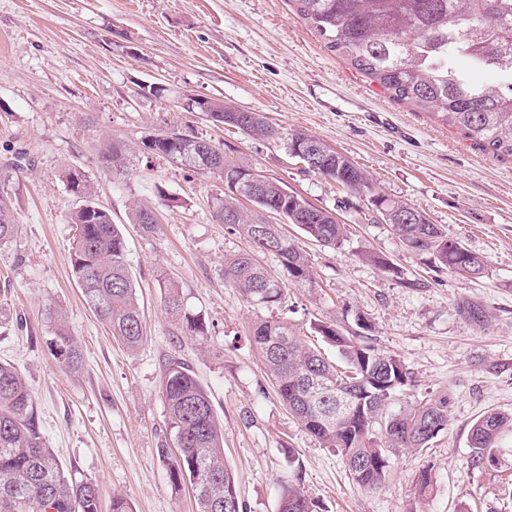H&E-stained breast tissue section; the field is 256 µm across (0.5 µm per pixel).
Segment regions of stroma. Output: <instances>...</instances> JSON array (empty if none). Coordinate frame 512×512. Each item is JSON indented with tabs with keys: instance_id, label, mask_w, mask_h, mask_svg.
Listing matches in <instances>:
<instances>
[{
	"instance_id": "1",
	"label": "stroma",
	"mask_w": 512,
	"mask_h": 512,
	"mask_svg": "<svg viewBox=\"0 0 512 512\" xmlns=\"http://www.w3.org/2000/svg\"><path fill=\"white\" fill-rule=\"evenodd\" d=\"M165 86L163 96L144 86ZM258 112L285 136L307 133L349 157L382 194L425 212L449 237L486 260L477 278L438 271L408 251L365 203L309 173L284 139L251 137L184 111L182 95ZM175 130L222 144L349 227L332 250L297 226L281 230L308 253L318 289L287 286L281 308L257 309L225 282L224 260L248 242L218 221L224 181L141 153L120 179L96 160L106 137L140 144ZM18 169L0 183L20 223L0 248V359L28 383L48 447L77 478L97 484L102 512L121 496L133 512H195L190 487L174 489L159 453L166 439L161 380L174 359L210 394L224 427V455L246 512H279L293 481L321 512H512V427L486 467L471 463L468 433L489 410L512 414V158L478 150L463 131L394 100L331 52L288 0H0V165ZM82 167L96 203L122 230L146 337L135 351L112 337L86 305L71 274L81 200L62 172ZM154 207L153 234L130 219L135 200ZM393 260L384 273L362 259ZM203 312L208 335L188 336L165 314L161 277ZM481 306L477 325L462 304ZM64 310L82 346L79 373L50 353V311ZM368 318L380 347L399 355L414 385L395 407L447 395L448 427L429 448L399 450L374 492L357 489L341 455L310 436L281 403L250 343L258 319L282 317L308 330ZM432 490L419 494L422 468Z\"/></svg>"
}]
</instances>
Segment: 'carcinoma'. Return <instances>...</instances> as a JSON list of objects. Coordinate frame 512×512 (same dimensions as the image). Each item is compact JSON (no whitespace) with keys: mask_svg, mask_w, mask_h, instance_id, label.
I'll use <instances>...</instances> for the list:
<instances>
[{"mask_svg":"<svg viewBox=\"0 0 512 512\" xmlns=\"http://www.w3.org/2000/svg\"><path fill=\"white\" fill-rule=\"evenodd\" d=\"M295 14L314 29L328 48L345 57L370 81L417 110L465 132L476 145L512 155V82L493 89L468 81L453 68L458 56L475 66L512 78V0H290ZM196 112L246 134L275 139L279 130L258 112L235 110L216 99L193 100ZM318 147V168L312 170L347 189L371 206L376 219L391 225L404 246L429 256L439 269L472 277L485 267L458 240L431 223L416 207L386 197L348 157L304 133L288 135V149ZM147 152L224 179L227 192L215 198V217L248 239L250 250L224 260V279L256 308L278 306L286 284L317 288L311 262L276 224L262 218L279 214L322 245L340 248L347 225L280 182L260 175V193L240 181L252 171L231 160L224 148L197 136L162 131L142 141ZM137 150L106 139L97 150L105 170L126 177ZM63 179L82 205L70 217L72 276L87 305L120 340L134 351L144 339L143 313L127 267L126 241L108 210L94 199L92 183L77 166ZM253 209H248L243 201ZM132 223L153 233L156 213L135 204ZM19 222L0 194V247L17 236ZM279 257L283 276H273L256 256ZM162 306L190 336L208 334L200 311L187 306L183 290L170 280L159 283ZM52 355L69 371L83 365L82 350L60 312L50 313ZM357 330L334 322L310 324L313 332L335 347L340 363L306 343L287 320L260 319L252 341L276 393L298 423L326 448L336 449L357 487L380 489L389 474L390 455L400 449L428 447L448 426V396H433L397 413L395 397L411 386V372L397 355L368 337L371 324L356 315ZM167 430L175 452L170 479L188 485L196 512H243L236 478L224 462V430L206 388L178 361L168 363L161 381ZM512 416L487 411L472 424L468 436L471 462H492V450ZM0 512H101L97 486L78 480L63 467L42 432L30 388L16 368L0 361ZM279 512H317L315 501L293 484L283 487Z\"/></svg>","mask_w":512,"mask_h":512,"instance_id":"carcinoma-1","label":"carcinoma"}]
</instances>
